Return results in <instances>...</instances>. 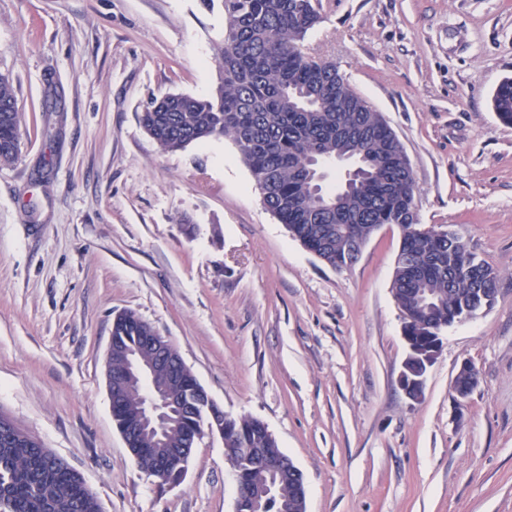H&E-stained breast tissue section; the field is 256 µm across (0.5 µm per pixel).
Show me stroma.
<instances>
[{
  "label": "stroma",
  "mask_w": 512,
  "mask_h": 512,
  "mask_svg": "<svg viewBox=\"0 0 512 512\" xmlns=\"http://www.w3.org/2000/svg\"><path fill=\"white\" fill-rule=\"evenodd\" d=\"M309 52L381 112L421 224L499 274L493 305L442 332L423 392L391 292L384 226L336 269L264 206L225 138L163 150L139 122L167 93L214 94L221 7L201 0H0V73L20 152L0 167V411L83 476L102 512H235L219 434L159 488L110 410L117 314L166 336L225 413L263 422L307 512H512V0H320ZM471 360L478 385L453 382ZM493 107L503 124H512V78L502 80L493 95Z\"/></svg>",
  "instance_id": "obj_1"
}]
</instances>
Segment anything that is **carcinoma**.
Returning a JSON list of instances; mask_svg holds the SVG:
<instances>
[{"instance_id":"cac0c4a2","label":"carcinoma","mask_w":512,"mask_h":512,"mask_svg":"<svg viewBox=\"0 0 512 512\" xmlns=\"http://www.w3.org/2000/svg\"><path fill=\"white\" fill-rule=\"evenodd\" d=\"M224 40L218 53L220 81L207 98L166 94L140 116L147 133L164 149L226 137L236 145L267 209L288 233L320 259L342 269L357 262L355 240H366L388 224L403 226L399 251L411 264H395L391 291L409 317V335L426 347L448 327L462 307L480 302V293L497 287L495 270L468 250L460 237L424 230L413 220L418 187L401 156L403 145L384 119L360 103V96L331 63H318L303 50L306 34L320 22L315 0H220ZM500 122L512 124V78L493 95ZM20 116L10 78L0 75V164L12 163L19 151ZM317 154L357 159L362 176L336 194L313 191L306 161ZM153 326L133 311L114 326L130 349ZM142 387L128 380L124 403L112 410L117 428L141 407ZM208 425L224 436L227 458L241 480L260 491L271 476L250 448H276L275 438L257 419L228 415L188 418L175 408L164 431L173 441ZM155 437L134 444L138 464L151 470L159 461ZM294 479L283 473L267 512H299ZM0 512H96L76 472L40 460L38 449L18 433L14 447H0Z\"/></svg>"}]
</instances>
